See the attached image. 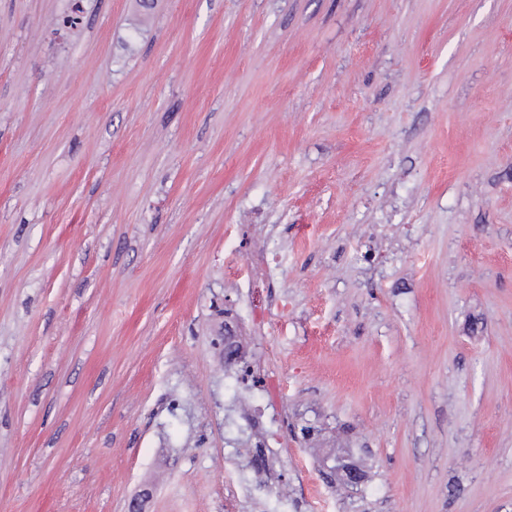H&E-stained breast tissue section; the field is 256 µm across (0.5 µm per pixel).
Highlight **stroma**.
<instances>
[{
  "label": "stroma",
  "instance_id": "1",
  "mask_svg": "<svg viewBox=\"0 0 512 512\" xmlns=\"http://www.w3.org/2000/svg\"><path fill=\"white\" fill-rule=\"evenodd\" d=\"M146 488L512 512V0H0V512Z\"/></svg>",
  "mask_w": 512,
  "mask_h": 512
}]
</instances>
